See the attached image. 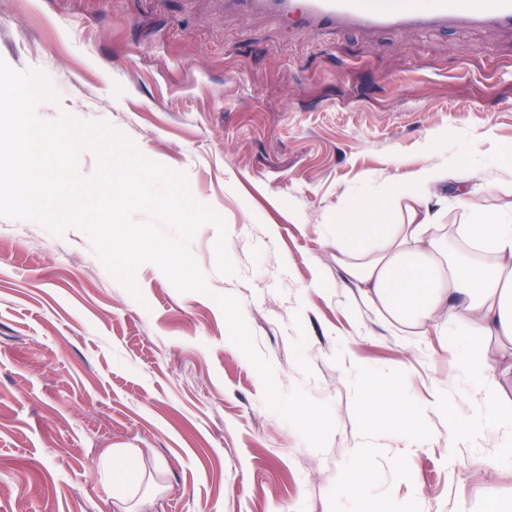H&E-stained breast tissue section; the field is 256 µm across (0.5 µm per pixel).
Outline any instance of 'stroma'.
I'll return each mask as SVG.
<instances>
[{
  "label": "stroma",
  "mask_w": 512,
  "mask_h": 512,
  "mask_svg": "<svg viewBox=\"0 0 512 512\" xmlns=\"http://www.w3.org/2000/svg\"><path fill=\"white\" fill-rule=\"evenodd\" d=\"M220 0H0V59L43 73L45 120L103 122L184 172L227 227L237 273L216 269L217 230L190 250L210 294L178 292L154 264L141 299L76 229L0 218V512H113L96 474L135 448L162 487L155 512H338L345 471L370 451L357 512H487L512 497L498 442L448 445L440 417L408 448L363 398L429 399L447 382L465 421L464 377L434 332L410 336L368 307L330 259L342 198L397 171L453 160L466 142L512 208V32H286ZM235 296L283 390L328 403L310 447L263 402L214 294Z\"/></svg>",
  "instance_id": "stroma-1"
}]
</instances>
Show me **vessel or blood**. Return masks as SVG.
<instances>
[{"label": "vessel or blood", "mask_w": 512, "mask_h": 512, "mask_svg": "<svg viewBox=\"0 0 512 512\" xmlns=\"http://www.w3.org/2000/svg\"><path fill=\"white\" fill-rule=\"evenodd\" d=\"M236 13L257 14L282 29H512V0H224Z\"/></svg>", "instance_id": "b4317fda"}]
</instances>
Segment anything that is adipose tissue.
I'll list each match as a JSON object with an SVG mask.
<instances>
[{
	"mask_svg": "<svg viewBox=\"0 0 512 512\" xmlns=\"http://www.w3.org/2000/svg\"><path fill=\"white\" fill-rule=\"evenodd\" d=\"M482 175L464 148L459 160L398 175L343 203L333 259L362 302L399 326L443 337L483 400L482 410L453 427L452 436L477 440L494 424L512 463V406L498 402L482 371L490 340L512 342V214L478 209L473 183L482 182L487 195L497 191ZM449 187L456 205L471 215L452 237L431 227L432 199ZM98 469L117 493L119 512H143L154 491L134 492L141 473L135 449H110Z\"/></svg>",
	"mask_w": 512,
	"mask_h": 512,
	"instance_id": "adipose-tissue-1",
	"label": "adipose tissue"
}]
</instances>
